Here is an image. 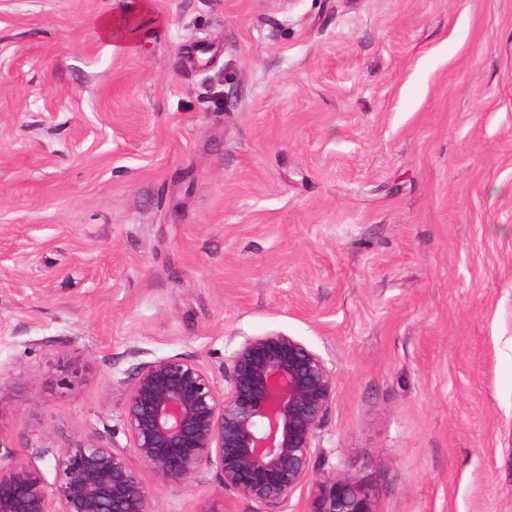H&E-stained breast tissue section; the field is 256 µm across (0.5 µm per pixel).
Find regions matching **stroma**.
<instances>
[{
    "label": "stroma",
    "instance_id": "obj_1",
    "mask_svg": "<svg viewBox=\"0 0 512 512\" xmlns=\"http://www.w3.org/2000/svg\"><path fill=\"white\" fill-rule=\"evenodd\" d=\"M0 0V443L45 484L120 384L243 337L319 353L312 478L512 512V0ZM154 512H263L216 470ZM158 22L152 2L142 0L120 14H107L97 22L98 35L113 48H134L145 26Z\"/></svg>",
    "mask_w": 512,
    "mask_h": 512
}]
</instances>
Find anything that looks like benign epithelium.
Returning <instances> with one entry per match:
<instances>
[{
    "label": "benign epithelium",
    "instance_id": "benign-epithelium-1",
    "mask_svg": "<svg viewBox=\"0 0 512 512\" xmlns=\"http://www.w3.org/2000/svg\"><path fill=\"white\" fill-rule=\"evenodd\" d=\"M128 445L89 439L62 449L45 486L26 462L0 470V512H154L128 451L162 485L216 468L224 487L286 512L310 478L318 431L336 397L324 358L280 331L247 336L224 361V389L180 355L140 364L122 386ZM314 512H372L367 494L334 473L318 483Z\"/></svg>",
    "mask_w": 512,
    "mask_h": 512
}]
</instances>
